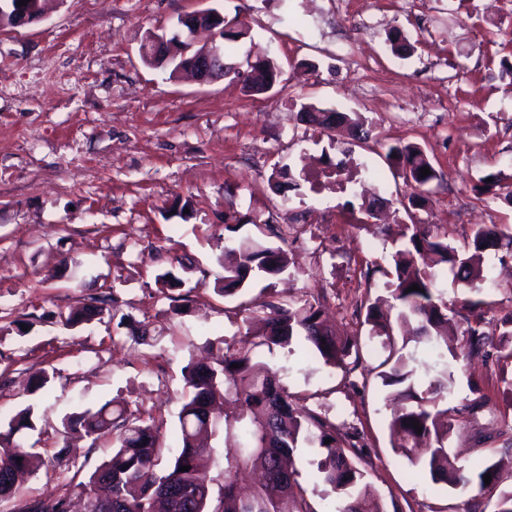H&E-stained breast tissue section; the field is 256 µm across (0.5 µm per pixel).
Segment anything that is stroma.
I'll use <instances>...</instances> for the list:
<instances>
[{
  "instance_id": "stroma-1",
  "label": "stroma",
  "mask_w": 512,
  "mask_h": 512,
  "mask_svg": "<svg viewBox=\"0 0 512 512\" xmlns=\"http://www.w3.org/2000/svg\"><path fill=\"white\" fill-rule=\"evenodd\" d=\"M221 6L251 36L234 63L257 54L282 67L271 92L251 96L232 77L198 84L146 66L147 32L180 15ZM44 0L47 16L0 28V422L32 406L24 443L44 463L21 485L28 498L62 495L75 471L90 474L110 454L63 434L64 418L116 399L144 406L174 433L182 369L193 350L243 332L237 301L216 292L224 278V212L249 218L235 235L282 247L289 275L253 281L248 298L319 300L342 337L367 329L357 301L383 295L385 263L407 216L405 187L385 155L418 144L442 179L421 219L459 245L473 225L512 227V202L476 200L473 185L496 174L512 184V0ZM410 42L409 57L393 45ZM359 112L377 137L361 148L338 129L314 134L301 104ZM290 168L298 190L282 194L271 174ZM382 200L368 225L359 189ZM186 216L173 214L175 203ZM172 256L192 261L193 302L175 312L155 277ZM512 255L485 258L488 286L438 283L450 316L464 300L491 337L512 316ZM115 299V318L76 327L62 315L90 298ZM146 327L149 343L132 337ZM380 344L350 374L300 352L277 350L297 406L327 413L363 435L362 464L384 505L398 512H493L490 493L433 484L390 445L389 408L377 376ZM449 405L480 388L489 403L456 422L449 444L461 464L502 460L497 484L512 487V360L449 361ZM46 388L31 392L39 375Z\"/></svg>"
}]
</instances>
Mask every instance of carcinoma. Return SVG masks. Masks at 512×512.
<instances>
[{"label": "carcinoma", "mask_w": 512, "mask_h": 512, "mask_svg": "<svg viewBox=\"0 0 512 512\" xmlns=\"http://www.w3.org/2000/svg\"><path fill=\"white\" fill-rule=\"evenodd\" d=\"M224 39L217 48L224 55L232 53L235 44L250 36L249 26L236 20L224 21ZM181 46L165 56H142L144 63L173 77L179 72ZM252 95L265 94L279 82L281 69L272 58L246 61V66L231 72ZM300 120L312 127L331 132L342 126L359 142L372 138L359 112H335L312 104H301ZM391 163L399 171L406 187L408 208H425L432 186L439 174L428 156L415 143L389 149ZM428 167L430 175L421 176ZM480 179L474 186L478 199L499 196L506 190L512 200V184L503 186L495 174ZM512 245V230L504 232L496 226L477 225L460 247L448 243L446 233L418 219L405 225L402 241L391 253L386 267L375 271L385 278L397 312L391 318L381 308L383 299L366 302L356 309L364 314L361 324L370 326L371 334L385 337L388 355L378 373L381 384L390 388L386 399L398 396L405 404L391 409L388 429L397 436L396 451L409 464L429 475L435 484L444 483L462 492L487 489L484 475L496 479L498 463L471 471L456 462L448 439L454 422L476 417L487 406L476 397L448 406L451 379L448 370H437L448 358L458 360L478 356L490 344L488 335L466 322L459 350L448 353L440 338L449 324L448 307L438 293L437 282L445 268L471 289L479 290L486 281L483 270L474 259L488 252H498L504 244ZM221 260L224 261V285L216 292L234 295L257 277L274 278L288 268V257L280 247L256 239L225 238ZM192 267L182 259H174L171 268L157 275V282L167 299L176 303V311L189 307L193 288L187 287L186 274ZM417 291H408L411 285ZM246 324L258 321L259 331L247 332L238 340H220L222 355L200 360L189 359L183 370L184 395L178 413V435L175 445L163 439L164 420L145 408L131 410L126 405L108 401L99 408L83 411L76 419L62 421L64 433L78 424L84 435L97 441L112 436V455L88 477L75 475L68 484V495L54 499L20 497V478L29 471L32 448L24 446L19 434L35 429L33 410L21 409L5 426H0V503L11 502V512H69V497L83 501V512H284L291 504L292 512H317L308 490L298 480L294 450L301 444L319 446L317 471L322 485L335 494L340 506L336 512H386L374 494L368 472L357 462V453L344 449L358 448V430L336 437V425L327 417L310 409L294 406L291 395L282 385L279 372L258 360L257 349H291L295 344L307 346L312 353L332 368L348 369L346 359L355 339H342L323 319L322 305L308 299L288 303L273 300L245 308ZM107 312L106 300L93 298L68 313L66 323L81 325L98 319ZM496 348L501 356L512 359V318L501 323ZM424 340L436 359L428 364L405 352L408 344ZM434 372L423 384L420 371ZM419 423L417 433L411 422ZM224 429V447L220 453L200 443L201 434H215ZM332 442L326 444L324 439ZM190 470L182 472L180 467Z\"/></svg>", "instance_id": "carcinoma-1"}]
</instances>
